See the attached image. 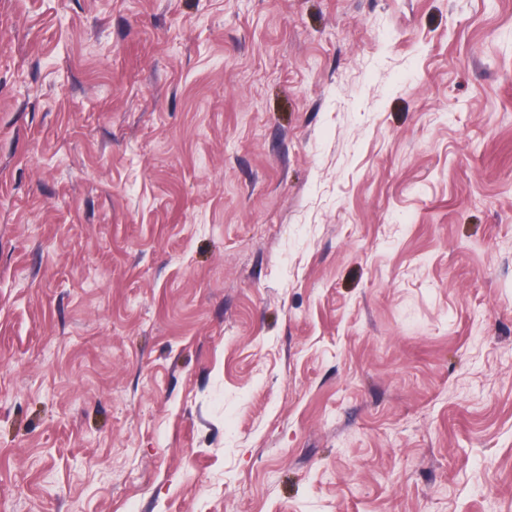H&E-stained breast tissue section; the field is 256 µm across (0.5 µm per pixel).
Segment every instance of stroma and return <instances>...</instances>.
Returning <instances> with one entry per match:
<instances>
[{
	"instance_id": "1",
	"label": "stroma",
	"mask_w": 512,
	"mask_h": 512,
	"mask_svg": "<svg viewBox=\"0 0 512 512\" xmlns=\"http://www.w3.org/2000/svg\"><path fill=\"white\" fill-rule=\"evenodd\" d=\"M0 512H512V0H0Z\"/></svg>"
}]
</instances>
